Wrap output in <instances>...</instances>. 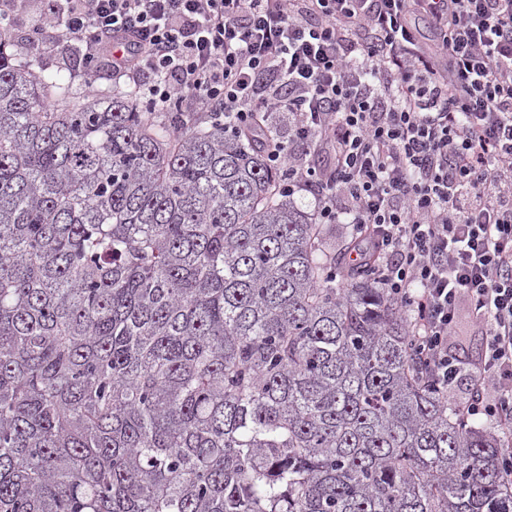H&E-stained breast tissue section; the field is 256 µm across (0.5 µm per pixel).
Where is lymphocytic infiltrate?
I'll list each match as a JSON object with an SVG mask.
<instances>
[{
  "label": "lymphocytic infiltrate",
  "mask_w": 512,
  "mask_h": 512,
  "mask_svg": "<svg viewBox=\"0 0 512 512\" xmlns=\"http://www.w3.org/2000/svg\"><path fill=\"white\" fill-rule=\"evenodd\" d=\"M66 3L45 27L153 105L265 131L280 191L316 187L317 222L354 225L446 389L468 305L486 348L459 413L512 431V0ZM273 112L289 114L287 137L268 133ZM301 146L330 150L332 165L305 167Z\"/></svg>",
  "instance_id": "1"
}]
</instances>
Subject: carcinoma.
Returning a JSON list of instances; mask_svg holds the SVG:
<instances>
[{
	"instance_id": "obj_1",
	"label": "carcinoma",
	"mask_w": 512,
	"mask_h": 512,
	"mask_svg": "<svg viewBox=\"0 0 512 512\" xmlns=\"http://www.w3.org/2000/svg\"><path fill=\"white\" fill-rule=\"evenodd\" d=\"M146 108L0 26V512H512L357 240Z\"/></svg>"
}]
</instances>
